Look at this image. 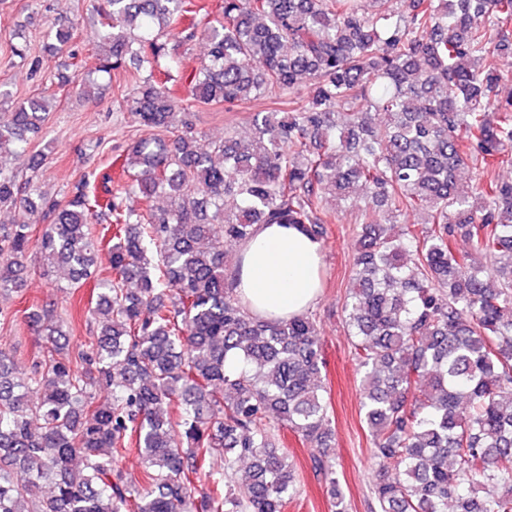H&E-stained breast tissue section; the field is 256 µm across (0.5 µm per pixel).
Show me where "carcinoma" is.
Returning a JSON list of instances; mask_svg holds the SVG:
<instances>
[{
    "label": "carcinoma",
    "instance_id": "cac0c4a2",
    "mask_svg": "<svg viewBox=\"0 0 512 512\" xmlns=\"http://www.w3.org/2000/svg\"><path fill=\"white\" fill-rule=\"evenodd\" d=\"M403 2L224 0L202 29L201 0H100L98 71L130 72L122 107L162 134L126 151L122 177L84 180L63 200L11 165L54 99L0 89L14 109L0 123V208L22 212L0 225V292L22 288L34 245L43 274L64 268L73 285L101 247L112 269L82 366L38 312L29 323L47 356L27 379L0 349V512H284L301 483L284 428L311 448L331 512H348L316 322L252 316L224 255L257 224L323 237L348 214L329 196L365 200L350 219L345 325L377 465L371 512H512V181L496 174L512 164V98H497L512 0ZM47 39L63 51L73 24ZM199 39L210 51L181 98L172 43ZM302 83L289 111L254 116L251 138L197 147L192 109L295 97ZM470 168L482 174L472 194L457 184ZM407 211L422 222L397 223ZM99 214L109 224L97 237ZM132 445L140 488L119 466Z\"/></svg>",
    "mask_w": 512,
    "mask_h": 512
}]
</instances>
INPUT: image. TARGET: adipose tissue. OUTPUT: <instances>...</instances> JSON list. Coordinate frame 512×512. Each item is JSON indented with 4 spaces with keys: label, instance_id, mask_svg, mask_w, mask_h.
Masks as SVG:
<instances>
[{
    "label": "adipose tissue",
    "instance_id": "1",
    "mask_svg": "<svg viewBox=\"0 0 512 512\" xmlns=\"http://www.w3.org/2000/svg\"><path fill=\"white\" fill-rule=\"evenodd\" d=\"M238 259L233 286L253 315L288 319L318 301L322 245L299 227L256 225Z\"/></svg>",
    "mask_w": 512,
    "mask_h": 512
}]
</instances>
